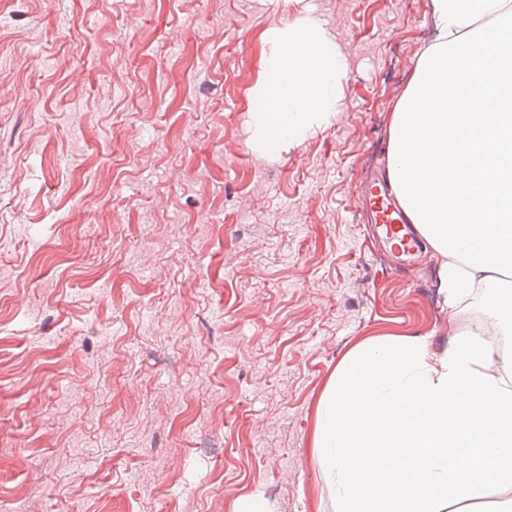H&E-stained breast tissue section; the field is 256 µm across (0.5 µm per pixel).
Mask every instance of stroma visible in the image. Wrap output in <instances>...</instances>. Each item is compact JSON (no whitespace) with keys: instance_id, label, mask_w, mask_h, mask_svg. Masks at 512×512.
Segmentation results:
<instances>
[{"instance_id":"35a3bbf8","label":"stroma","mask_w":512,"mask_h":512,"mask_svg":"<svg viewBox=\"0 0 512 512\" xmlns=\"http://www.w3.org/2000/svg\"><path fill=\"white\" fill-rule=\"evenodd\" d=\"M305 16L348 80L262 152L266 33ZM432 37L429 0H0V512H337L314 428L344 356L489 315L364 229Z\"/></svg>"}]
</instances>
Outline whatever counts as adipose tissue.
Returning a JSON list of instances; mask_svg holds the SVG:
<instances>
[{
    "label": "adipose tissue",
    "mask_w": 512,
    "mask_h": 512,
    "mask_svg": "<svg viewBox=\"0 0 512 512\" xmlns=\"http://www.w3.org/2000/svg\"><path fill=\"white\" fill-rule=\"evenodd\" d=\"M430 7L437 37L393 106L389 179L440 257L449 307L483 289L509 342L492 350L477 324L439 355L392 338L342 359L314 433L340 512H469L486 486L512 488V0ZM267 43L249 112L271 151L334 116L348 68L310 18L269 29Z\"/></svg>",
    "instance_id": "ef3b65f1"
}]
</instances>
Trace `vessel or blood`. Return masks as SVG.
<instances>
[{
  "label": "vessel or blood",
  "mask_w": 512,
  "mask_h": 512,
  "mask_svg": "<svg viewBox=\"0 0 512 512\" xmlns=\"http://www.w3.org/2000/svg\"><path fill=\"white\" fill-rule=\"evenodd\" d=\"M365 193L369 198L376 229L390 251L399 262L412 261L418 250V237L410 225L404 224L392 193L384 180L372 176L365 184Z\"/></svg>",
  "instance_id": "b4317fda"
}]
</instances>
